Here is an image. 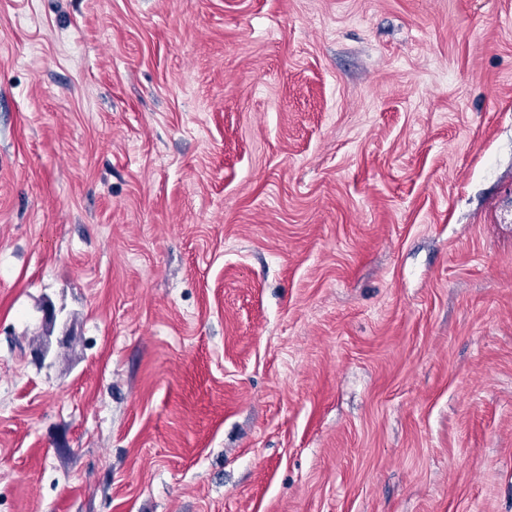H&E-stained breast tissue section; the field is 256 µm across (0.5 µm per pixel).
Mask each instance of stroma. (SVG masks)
Returning <instances> with one entry per match:
<instances>
[{
	"mask_svg": "<svg viewBox=\"0 0 512 512\" xmlns=\"http://www.w3.org/2000/svg\"><path fill=\"white\" fill-rule=\"evenodd\" d=\"M0 512H512V0H0Z\"/></svg>",
	"mask_w": 512,
	"mask_h": 512,
	"instance_id": "1",
	"label": "stroma"
}]
</instances>
